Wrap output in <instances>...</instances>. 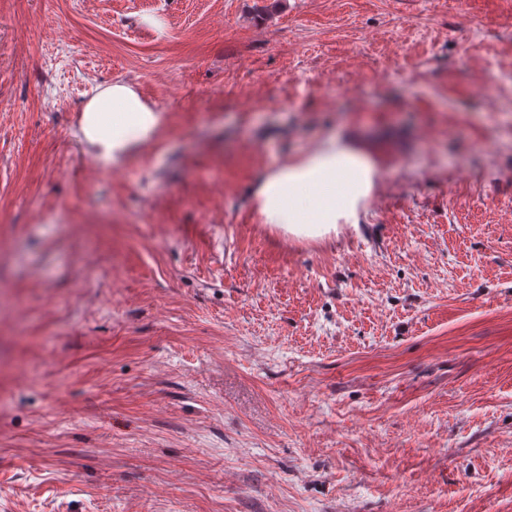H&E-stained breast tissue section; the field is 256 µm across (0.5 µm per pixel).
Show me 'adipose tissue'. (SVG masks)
<instances>
[{
    "label": "adipose tissue",
    "instance_id": "1",
    "mask_svg": "<svg viewBox=\"0 0 512 512\" xmlns=\"http://www.w3.org/2000/svg\"><path fill=\"white\" fill-rule=\"evenodd\" d=\"M158 113L128 84L113 82L83 107L81 135L96 158L119 164L148 141ZM370 145L357 134L329 137L270 171L254 188L263 223L299 238H321L340 224L359 223L378 186Z\"/></svg>",
    "mask_w": 512,
    "mask_h": 512
}]
</instances>
